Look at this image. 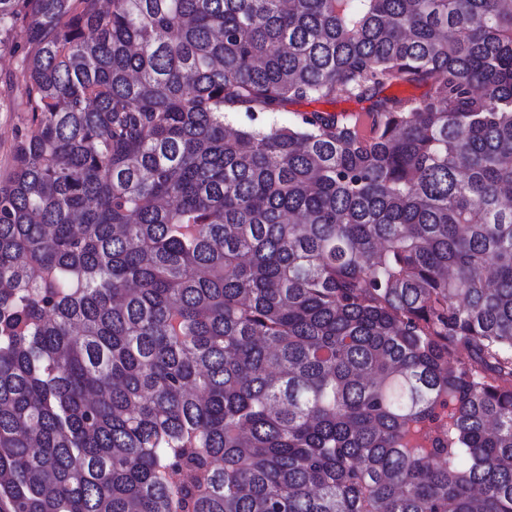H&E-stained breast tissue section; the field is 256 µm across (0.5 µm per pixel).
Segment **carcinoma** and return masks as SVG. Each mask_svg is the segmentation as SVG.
<instances>
[{
    "label": "carcinoma",
    "mask_w": 512,
    "mask_h": 512,
    "mask_svg": "<svg viewBox=\"0 0 512 512\" xmlns=\"http://www.w3.org/2000/svg\"><path fill=\"white\" fill-rule=\"evenodd\" d=\"M6 57L0 512H512V0H0ZM2 81L0 83V180L5 179L11 169L10 150L15 143L18 130L23 129V119L26 116L21 112L20 100L15 97V94L6 91ZM368 101H357L355 99H345L344 97L337 96L336 101L329 102H308L298 101L292 103H285L278 107V112L275 113L276 119L279 122H287L293 116L294 112H310L314 110L326 111L329 113L352 114L363 113L369 107ZM348 111V112H341Z\"/></svg>",
    "instance_id": "obj_1"
}]
</instances>
